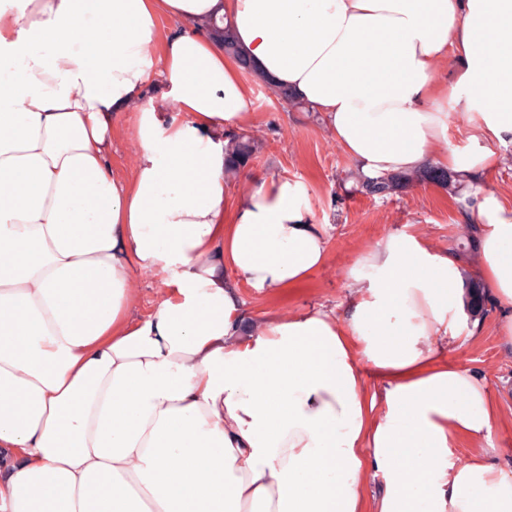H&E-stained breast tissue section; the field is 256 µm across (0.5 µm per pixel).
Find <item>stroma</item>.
I'll list each match as a JSON object with an SVG mask.
<instances>
[{
    "label": "stroma",
    "mask_w": 512,
    "mask_h": 512,
    "mask_svg": "<svg viewBox=\"0 0 512 512\" xmlns=\"http://www.w3.org/2000/svg\"><path fill=\"white\" fill-rule=\"evenodd\" d=\"M247 133L260 150L245 176L229 178L228 199L253 185L285 177L304 185L315 223L330 225L326 263L293 291L280 298L260 295L243 286L242 297L255 312L285 313L324 305L337 307L362 250L390 233H413L436 249H449L471 203L434 184H413L390 197H371L354 191L351 161L337 149L322 117L278 100L267 87L251 81ZM483 329L474 339L459 341L446 353L449 363L475 369L502 396V422L493 429L500 454L512 458V351L497 339L496 308L481 314Z\"/></svg>",
    "instance_id": "obj_1"
}]
</instances>
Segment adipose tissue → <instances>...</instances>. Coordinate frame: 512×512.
<instances>
[{"mask_svg": "<svg viewBox=\"0 0 512 512\" xmlns=\"http://www.w3.org/2000/svg\"><path fill=\"white\" fill-rule=\"evenodd\" d=\"M447 56L472 141L511 146L512 0H0V512H512L494 393L444 357L481 326L457 258L391 234L340 309L258 314L242 286L308 279L329 227L285 178L226 202L250 69L363 177L467 173L512 348V206L479 183L493 152L448 146ZM138 272L162 276L145 317ZM461 440L482 446L458 463ZM132 117L123 115L115 119V131L112 135V167L128 172L136 158V148L131 137Z\"/></svg>", "mask_w": 512, "mask_h": 512, "instance_id": "obj_1", "label": "adipose tissue"}]
</instances>
